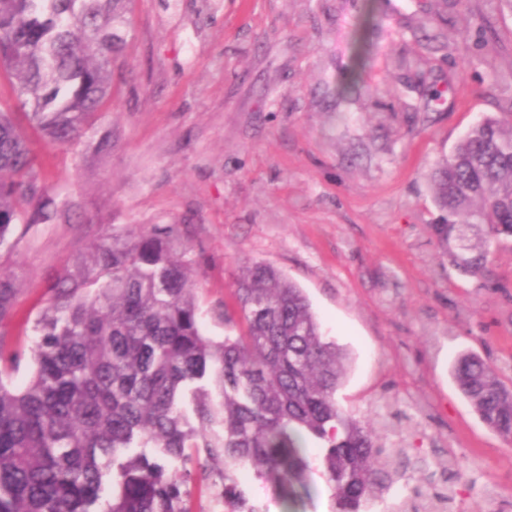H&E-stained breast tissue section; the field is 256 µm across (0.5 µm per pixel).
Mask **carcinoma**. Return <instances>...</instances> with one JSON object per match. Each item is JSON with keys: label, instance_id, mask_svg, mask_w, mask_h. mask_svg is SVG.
<instances>
[{"label": "carcinoma", "instance_id": "1", "mask_svg": "<svg viewBox=\"0 0 512 512\" xmlns=\"http://www.w3.org/2000/svg\"><path fill=\"white\" fill-rule=\"evenodd\" d=\"M131 0H0V74L21 111L0 102V249L15 224L54 219L29 148L86 133L106 106L112 64L126 44ZM448 222L432 225L459 273L483 274L492 247L512 241V107L473 125L429 177ZM178 229L112 235L53 287L34 322V371L3 325L19 289L0 273V512H204L196 492L266 512L237 478L247 467L286 507L311 495L310 447L334 489L332 512H444L448 487L421 503L386 499L405 479L406 449L386 446L373 419L340 409L345 356L326 338L301 288L255 263L235 305L202 327L194 261ZM459 391L491 430L512 441V384L474 354L452 367Z\"/></svg>", "mask_w": 512, "mask_h": 512}]
</instances>
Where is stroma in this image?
<instances>
[{"mask_svg": "<svg viewBox=\"0 0 512 512\" xmlns=\"http://www.w3.org/2000/svg\"><path fill=\"white\" fill-rule=\"evenodd\" d=\"M511 97L512 11L489 0H134L107 107L71 146L31 138L58 217L0 250L10 344L91 245L177 225L208 335L243 269L275 267L348 355L338 404L385 403L412 484L451 457L448 512H512V442L451 378L464 351L512 377V243L484 278L452 269L427 180Z\"/></svg>", "mask_w": 512, "mask_h": 512, "instance_id": "35a3bbf8", "label": "stroma"}]
</instances>
